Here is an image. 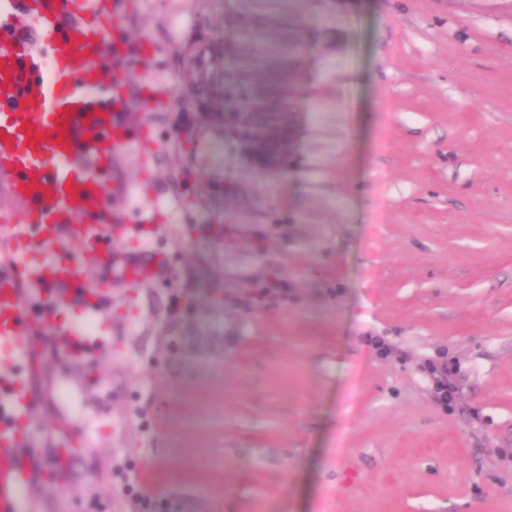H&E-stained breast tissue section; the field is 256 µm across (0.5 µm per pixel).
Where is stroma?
I'll return each instance as SVG.
<instances>
[{"instance_id": "35a3bbf8", "label": "stroma", "mask_w": 512, "mask_h": 512, "mask_svg": "<svg viewBox=\"0 0 512 512\" xmlns=\"http://www.w3.org/2000/svg\"><path fill=\"white\" fill-rule=\"evenodd\" d=\"M128 2L120 30L153 45L166 103L129 101L150 144L115 160L110 204L156 233L115 251L164 263L113 282L89 378L35 352L42 512H130L144 464L180 512H512V0H212L214 20L301 15L311 41L285 173L205 142L197 176L226 194L191 209L167 146L190 119L169 105L171 50L196 0ZM270 284L287 296L256 301ZM431 360L452 369L449 405Z\"/></svg>"}]
</instances>
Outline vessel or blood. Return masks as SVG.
<instances>
[{
  "label": "vessel or blood",
  "mask_w": 512,
  "mask_h": 512,
  "mask_svg": "<svg viewBox=\"0 0 512 512\" xmlns=\"http://www.w3.org/2000/svg\"><path fill=\"white\" fill-rule=\"evenodd\" d=\"M119 0H0V183L19 207L0 225L12 260L0 266V512H36L28 445L39 397L29 364L55 335L75 361L111 345L98 289L85 270L136 284L151 260H115L116 238L148 239L149 224L113 226L105 187L115 157L135 134L123 118L120 84L128 47L117 36ZM94 318L96 336L63 319Z\"/></svg>",
  "instance_id": "obj_1"
}]
</instances>
